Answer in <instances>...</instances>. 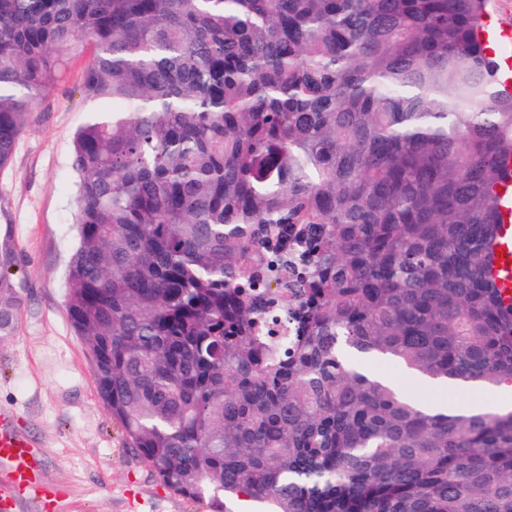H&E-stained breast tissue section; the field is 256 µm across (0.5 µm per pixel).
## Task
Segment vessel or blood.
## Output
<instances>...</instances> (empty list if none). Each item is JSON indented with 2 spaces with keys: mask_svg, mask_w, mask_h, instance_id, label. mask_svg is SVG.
Instances as JSON below:
<instances>
[{
  "mask_svg": "<svg viewBox=\"0 0 512 512\" xmlns=\"http://www.w3.org/2000/svg\"><path fill=\"white\" fill-rule=\"evenodd\" d=\"M503 222L493 243L500 258L492 259L489 275L505 304H512V193L501 208ZM38 480L36 443L19 431L13 418L0 409V507L13 512L20 492Z\"/></svg>",
  "mask_w": 512,
  "mask_h": 512,
  "instance_id": "obj_1",
  "label": "vessel or blood"
}]
</instances>
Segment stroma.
<instances>
[{"label":"stroma","mask_w":512,"mask_h":512,"mask_svg":"<svg viewBox=\"0 0 512 512\" xmlns=\"http://www.w3.org/2000/svg\"><path fill=\"white\" fill-rule=\"evenodd\" d=\"M79 66L42 104L12 165L0 173V224L14 227L25 287L18 328L0 343V408L39 444L48 487L20 494L16 512H208L161 485L126 444L102 402L82 340L69 324L65 279L75 246L73 136L86 119ZM360 367L410 397L435 387L396 363L363 359Z\"/></svg>","instance_id":"35a3bbf8"}]
</instances>
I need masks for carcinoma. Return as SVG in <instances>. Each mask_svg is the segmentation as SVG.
Listing matches in <instances>:
<instances>
[{
  "mask_svg": "<svg viewBox=\"0 0 512 512\" xmlns=\"http://www.w3.org/2000/svg\"><path fill=\"white\" fill-rule=\"evenodd\" d=\"M486 0H0V172L69 63L70 324L130 448L235 512H512V310L484 268L512 159ZM0 224V341L24 309ZM299 299L273 354L259 324ZM357 362L363 370L391 381L410 397L425 398L434 394L439 398L443 396L446 399L447 396L449 405L460 409H466L478 402L490 407L497 405L496 408L512 407V391L510 390L500 394L501 391L489 392L479 387L469 386L467 389H450L446 395V392L438 391L435 387L417 379L396 363L375 359H358Z\"/></svg>",
  "mask_w": 512,
  "mask_h": 512,
  "instance_id": "cac0c4a2",
  "label": "carcinoma"
}]
</instances>
